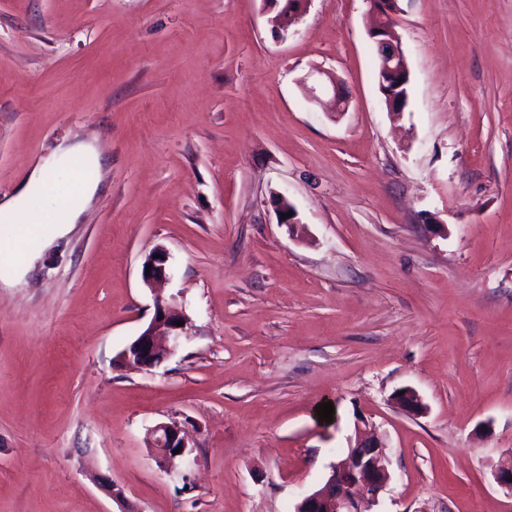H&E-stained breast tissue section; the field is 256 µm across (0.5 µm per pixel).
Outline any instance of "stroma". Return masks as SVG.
<instances>
[{
  "label": "stroma",
  "instance_id": "stroma-1",
  "mask_svg": "<svg viewBox=\"0 0 512 512\" xmlns=\"http://www.w3.org/2000/svg\"><path fill=\"white\" fill-rule=\"evenodd\" d=\"M397 6L395 116L368 0L284 37L263 0H0V196L62 141L100 153L80 221L0 262V512H116L103 478L134 512H294L360 423L387 444L376 512H512V0ZM159 296L179 347L115 366ZM172 421L183 477L148 445ZM316 73L318 77L315 79V82L318 87L328 88V84L331 85L332 95L328 100L324 101L316 94L317 88L313 86L308 88L311 98L321 104L325 112L337 115L344 113L347 108V101L340 95V88L336 83L335 77L327 71L317 70ZM156 254L161 255V258H157ZM148 264H151L150 273H146ZM169 271L168 255L163 248L156 247L145 256L142 263V279L146 286L167 280L170 277Z\"/></svg>",
  "mask_w": 512,
  "mask_h": 512
}]
</instances>
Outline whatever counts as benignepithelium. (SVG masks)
<instances>
[{
	"instance_id": "obj_1",
	"label": "benign epithelium",
	"mask_w": 512,
	"mask_h": 512,
	"mask_svg": "<svg viewBox=\"0 0 512 512\" xmlns=\"http://www.w3.org/2000/svg\"><path fill=\"white\" fill-rule=\"evenodd\" d=\"M396 0H369L370 12L375 19L368 35L376 43L379 52V91L386 97L387 109L393 114L395 92L410 80V70L394 25L384 22L396 14ZM316 85L308 88L311 98L322 105L324 111L340 115L346 111L347 101L340 95L335 77L327 71H317ZM145 285L151 286L170 277L168 255L161 247L149 252L142 268ZM183 311L175 305L156 301L155 314L130 343L129 348L115 357L121 366L150 369L170 356L179 346L186 326ZM394 402L409 414L423 412L424 405L411 389L394 396ZM150 447L157 467L168 474L177 471L184 462L187 440L182 427L176 422H162L150 430ZM180 452H175L176 448ZM386 444L377 435L358 432L355 444L350 446L347 457L332 467L325 482L306 493L296 504L295 512H364L362 505L374 503L386 488L390 474L386 466Z\"/></svg>"
}]
</instances>
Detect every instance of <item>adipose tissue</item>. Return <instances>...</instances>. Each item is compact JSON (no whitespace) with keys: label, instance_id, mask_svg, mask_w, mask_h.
I'll use <instances>...</instances> for the list:
<instances>
[{"label":"adipose tissue","instance_id":"obj_1","mask_svg":"<svg viewBox=\"0 0 512 512\" xmlns=\"http://www.w3.org/2000/svg\"><path fill=\"white\" fill-rule=\"evenodd\" d=\"M68 164L66 167L49 172L43 165L36 166L30 173L28 188L0 200V222L10 220L15 214H23L25 223L13 227L0 237V259H10L20 242H27L36 249L62 237L68 225L76 223L96 194L99 183L84 180L75 160H82L83 166L98 168L99 153L96 148L83 143L66 146L61 150ZM39 184L45 191L41 199L30 197L29 188Z\"/></svg>","mask_w":512,"mask_h":512}]
</instances>
